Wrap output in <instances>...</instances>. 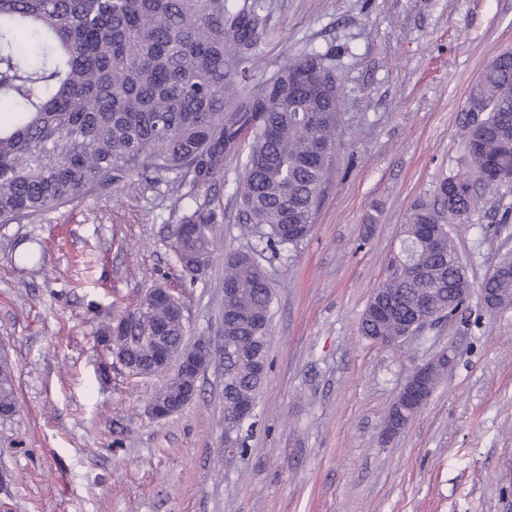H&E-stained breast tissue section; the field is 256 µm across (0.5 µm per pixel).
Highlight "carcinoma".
Returning <instances> with one entry per match:
<instances>
[{
	"mask_svg": "<svg viewBox=\"0 0 512 512\" xmlns=\"http://www.w3.org/2000/svg\"><path fill=\"white\" fill-rule=\"evenodd\" d=\"M262 17L230 12L224 0H0V223L74 200L91 187L174 173L195 188L223 177L224 158L248 142L238 187L242 220L266 229V246L306 237L336 148L338 90L318 55H298L258 87L249 80ZM469 93L480 114L465 150L473 172L443 179L437 202L417 204L403 225L392 273L370 298L359 334L410 329L423 303L468 308L471 283L447 219L465 223L478 190L512 180V51L494 57ZM224 213L199 205L183 218L193 233L175 237L182 272L194 277L224 257L232 289L224 306V419L238 399L258 396L257 350L268 346L272 289L254 253H219ZM481 287L499 310L512 309V257ZM167 326L182 346L179 306L159 301L126 331L131 362ZM167 380L149 399L180 393ZM17 407L15 370L0 364V411Z\"/></svg>",
	"mask_w": 512,
	"mask_h": 512,
	"instance_id": "1",
	"label": "carcinoma"
}]
</instances>
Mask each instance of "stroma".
Segmentation results:
<instances>
[{
	"label": "stroma",
	"mask_w": 512,
	"mask_h": 512,
	"mask_svg": "<svg viewBox=\"0 0 512 512\" xmlns=\"http://www.w3.org/2000/svg\"><path fill=\"white\" fill-rule=\"evenodd\" d=\"M251 83L294 55L322 54L342 121L322 203L304 239L267 249L242 223L246 151L207 190L153 182L90 191L0 224V350L18 409L0 419V512H512V309L471 297L397 345L358 321L399 250L401 226L440 182L471 169L468 94L512 50V0H262ZM222 207L221 248L254 251L271 284L268 373L248 452L224 445V359L172 416L146 411L166 375L129 376L100 326L170 288L186 343L222 344L223 260L191 279L173 232L197 205ZM473 286L512 255V187L484 193L451 227ZM40 243L41 268L18 255ZM454 350L442 381L391 441L388 409L418 365Z\"/></svg>",
	"instance_id": "stroma-1"
}]
</instances>
